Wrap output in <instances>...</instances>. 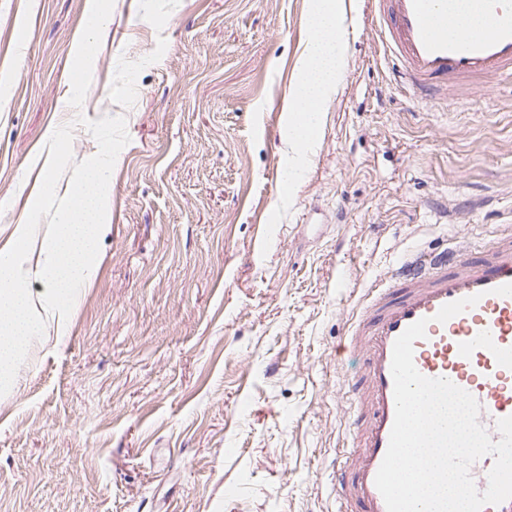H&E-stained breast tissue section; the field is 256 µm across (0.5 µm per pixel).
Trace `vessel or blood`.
<instances>
[{"mask_svg": "<svg viewBox=\"0 0 512 512\" xmlns=\"http://www.w3.org/2000/svg\"><path fill=\"white\" fill-rule=\"evenodd\" d=\"M484 22L468 36L456 29L457 6ZM376 31L397 82L431 98L449 84L481 89L512 79V0H371ZM478 296V303L447 322L445 304ZM427 319L414 341V363L426 377H445L470 393L478 421L499 441L498 419L512 416V226L503 228L485 256L460 250L455 263L410 255L383 284L369 288L347 334L362 353V373L344 384L349 452L336 466L338 512H386L375 485L395 416L391 361L395 340Z\"/></svg>", "mask_w": 512, "mask_h": 512, "instance_id": "vessel-or-blood-1", "label": "vessel or blood"}]
</instances>
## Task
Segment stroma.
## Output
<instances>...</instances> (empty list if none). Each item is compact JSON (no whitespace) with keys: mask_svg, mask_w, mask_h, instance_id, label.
<instances>
[{"mask_svg":"<svg viewBox=\"0 0 512 512\" xmlns=\"http://www.w3.org/2000/svg\"><path fill=\"white\" fill-rule=\"evenodd\" d=\"M309 6L112 0L83 69L85 0H0V245L42 219L50 135L112 153L97 276L0 401V512H336L360 299L512 225V86L420 100L370 0L290 177Z\"/></svg>","mask_w":512,"mask_h":512,"instance_id":"obj_1","label":"stroma"}]
</instances>
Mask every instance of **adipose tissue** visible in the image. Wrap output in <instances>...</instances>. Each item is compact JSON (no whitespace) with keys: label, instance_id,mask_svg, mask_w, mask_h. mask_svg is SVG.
Segmentation results:
<instances>
[{"label":"adipose tissue","instance_id":"adipose-tissue-1","mask_svg":"<svg viewBox=\"0 0 512 512\" xmlns=\"http://www.w3.org/2000/svg\"><path fill=\"white\" fill-rule=\"evenodd\" d=\"M304 17L309 40L283 109L288 114V145L302 156L346 65L344 0H312ZM112 166L110 153L85 161L66 189L47 182L48 193H61L43 229L32 244V227L18 225L12 242L0 247V399L15 397L19 368L43 346L47 333L65 337L77 300L97 266L99 240L107 233V203ZM40 281L32 291L31 281Z\"/></svg>","mask_w":512,"mask_h":512}]
</instances>
